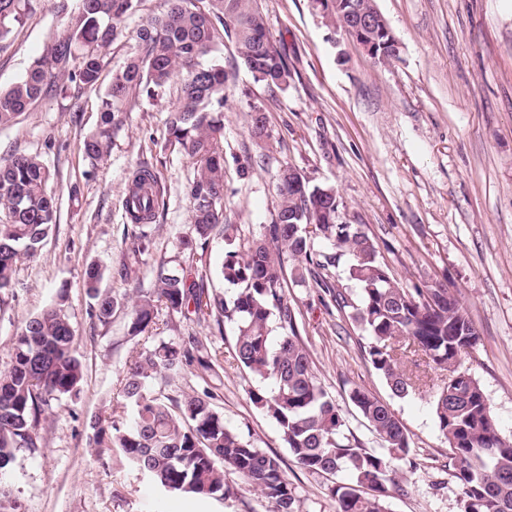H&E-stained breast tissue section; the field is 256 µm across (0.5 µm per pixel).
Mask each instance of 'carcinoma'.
<instances>
[{"label":"carcinoma","mask_w":512,"mask_h":512,"mask_svg":"<svg viewBox=\"0 0 512 512\" xmlns=\"http://www.w3.org/2000/svg\"><path fill=\"white\" fill-rule=\"evenodd\" d=\"M32 0H0V42L23 23ZM163 15L139 29V52L113 73L105 107L96 126L83 140L90 160L107 156L112 133L123 123L131 100L164 96L170 81L181 77L182 95L169 113L168 140L195 160L190 184V236L179 241L208 244L224 223V88L229 73L224 62L199 58L212 51L218 31L234 41L241 64L270 89L288 86L287 54L272 39L256 0H166ZM338 0L331 20L343 25L352 3ZM139 0H80L70 30L54 40L7 90H0V124H6L33 102L61 92L66 79L97 86L105 49L122 32L125 18ZM252 131L268 135L266 115L251 107ZM281 170L277 186L280 205L268 238H259L225 253L220 267L224 282L234 286L231 297L209 295L202 276L181 265H160L152 287L138 291L128 333L153 338L160 330L158 310L184 317H216L234 330L233 359L260 386L250 391L253 404L271 416L297 463L313 473L344 474L330 493L337 512H389V498L403 490L394 462L405 461L410 443L390 407L370 393L353 388L349 399L386 452L369 450L353 436L333 400L318 382L310 355L298 333L295 312L284 299L283 254L301 263L299 278H311L339 310L350 307L369 332L368 357L397 396L417 388L404 369L400 339L409 336L430 366L465 381L435 395L436 427L448 442L463 512H512V440L502 437L479 381L460 372V355L474 348L480 334L457 295L443 284L403 288L377 258L369 234L337 220L336 201L325 198L304 181L306 194L294 189L301 174ZM51 172L36 155L21 152L0 162V292L11 287L16 265L42 248L56 223L54 197L48 192ZM157 176L142 166L129 187L126 207L135 224H151L159 208L154 190ZM330 243L333 252H317L315 239ZM343 255L349 256V278L359 286V300L350 301L329 274ZM101 268L84 272L93 316L107 323L117 298L100 293ZM219 350L161 340L132 356L123 395L132 418L120 415L91 424L97 445L118 448L127 463L147 474L170 493L224 498L225 470L250 481L271 503L273 512H297L294 488L279 460L254 447L224 420L208 392L175 401L151 384L165 372L197 363L210 369L223 360ZM83 367L76 336L62 304L53 303L27 320L12 344L10 361L0 368V471L18 453L40 447L41 416L59 398L79 390Z\"/></svg>","instance_id":"1"}]
</instances>
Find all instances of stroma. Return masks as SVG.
<instances>
[{
    "label": "stroma",
    "mask_w": 512,
    "mask_h": 512,
    "mask_svg": "<svg viewBox=\"0 0 512 512\" xmlns=\"http://www.w3.org/2000/svg\"><path fill=\"white\" fill-rule=\"evenodd\" d=\"M400 58L380 65L312 0H258L291 70L288 87L269 91L236 57L234 44L217 36L212 58L232 72L224 101V221L228 236L206 247L179 249L190 233L189 185L194 161L166 145V121L180 95L171 81L164 97L127 106L109 154L90 163L83 139L97 120L102 97L138 52L136 32L161 15L166 0H140L122 33L105 51L100 84L31 104L0 125V160L21 150L50 168L56 222L40 252L19 262L9 291L0 294V367L8 363L22 325L63 301L75 330L84 380L62 397L39 425L41 446L18 453L0 486L21 512H271L270 503L242 475L227 471L222 500L172 495L130 466L119 449L98 448L90 427L124 405L123 380L144 338L128 334V313L138 290L151 287L160 264L192 260L209 292L233 293L219 267L229 245L262 237L275 220L278 174L290 166L310 184L331 187L338 221L362 227L378 258L405 288L447 281L467 306L479 344L462 353L458 368L481 383L499 430L512 437V0H376ZM79 9L68 0H34L31 12L0 42V89L21 80L45 46L63 36ZM263 107L270 137L251 133V106ZM157 174L162 205L154 223L131 224L125 205L134 172ZM146 232L149 252L132 253ZM129 263L128 279L117 270ZM102 268V292L123 299L109 322L92 318L84 286L88 265ZM284 295L296 314L316 374L364 447L375 448L368 424L349 399L364 389L390 405L410 438L399 463L405 495L391 512H462L448 443L438 432L432 402L448 374L425 366L419 390L399 398L369 362L366 329L330 306L313 281L296 282L286 261ZM160 336L194 337L224 354L218 372L197 366L170 374L171 397L211 391L215 406L253 446L279 457L292 483L298 512H336L334 476L298 465L276 422L250 399L257 379L238 367L234 333L214 318L188 321L160 310Z\"/></svg>",
    "instance_id": "1"
}]
</instances>
